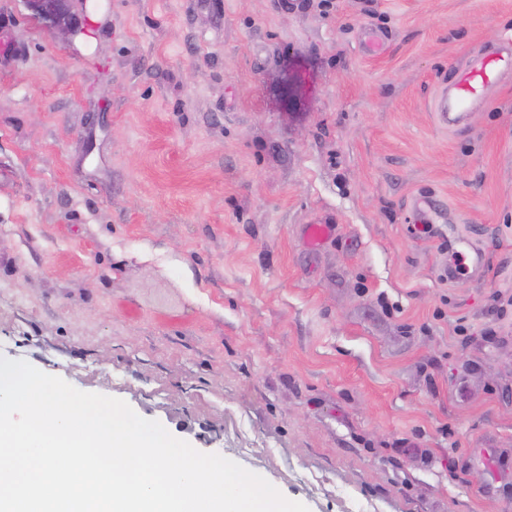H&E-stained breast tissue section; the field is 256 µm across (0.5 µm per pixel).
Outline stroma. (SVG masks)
<instances>
[{
	"instance_id": "35a3bbf8",
	"label": "stroma",
	"mask_w": 512,
	"mask_h": 512,
	"mask_svg": "<svg viewBox=\"0 0 512 512\" xmlns=\"http://www.w3.org/2000/svg\"><path fill=\"white\" fill-rule=\"evenodd\" d=\"M65 7L0 0V356L309 512H512V72L434 110L512 0ZM31 8L43 19L49 20L56 34L72 39L85 32L64 8V0H28Z\"/></svg>"
}]
</instances>
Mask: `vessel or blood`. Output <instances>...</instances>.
Masks as SVG:
<instances>
[{
    "instance_id": "1",
    "label": "vessel or blood",
    "mask_w": 512,
    "mask_h": 512,
    "mask_svg": "<svg viewBox=\"0 0 512 512\" xmlns=\"http://www.w3.org/2000/svg\"><path fill=\"white\" fill-rule=\"evenodd\" d=\"M506 59L496 51L485 52L465 65L453 84L452 92H439L434 108L442 123L456 124L469 104L481 96L485 89L496 84L505 71Z\"/></svg>"
}]
</instances>
